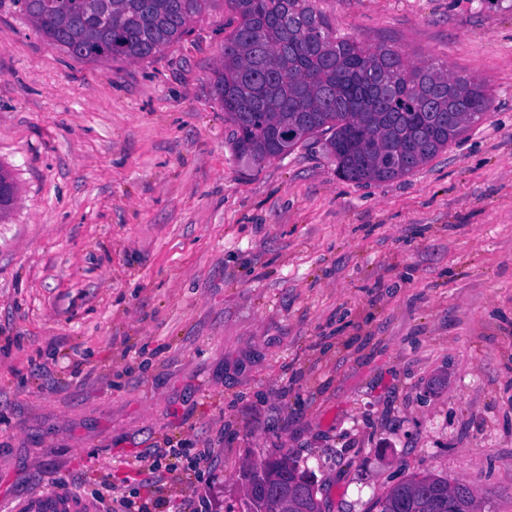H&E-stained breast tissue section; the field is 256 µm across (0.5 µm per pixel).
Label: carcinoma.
<instances>
[{
	"mask_svg": "<svg viewBox=\"0 0 512 512\" xmlns=\"http://www.w3.org/2000/svg\"><path fill=\"white\" fill-rule=\"evenodd\" d=\"M212 0H13L55 45L81 59L141 60L187 32ZM233 30L213 72L236 155L259 164L324 138L342 177L384 182L414 172L458 142L486 113L480 84L435 65H416L389 47L369 49L336 36L315 0H225ZM16 193L0 168V218ZM276 456L258 474L259 492L292 471ZM472 500L448 495V480L414 475L372 503V512H467Z\"/></svg>",
	"mask_w": 512,
	"mask_h": 512,
	"instance_id": "obj_1",
	"label": "carcinoma"
}]
</instances>
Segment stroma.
<instances>
[{
  "label": "stroma",
  "instance_id": "stroma-1",
  "mask_svg": "<svg viewBox=\"0 0 512 512\" xmlns=\"http://www.w3.org/2000/svg\"><path fill=\"white\" fill-rule=\"evenodd\" d=\"M315 5L475 79L487 113L391 181L339 178L316 138L253 165L213 95L223 0L120 62L0 0V512L102 480L152 512H241L243 465L282 452L326 512L414 474L512 512V0Z\"/></svg>",
  "mask_w": 512,
  "mask_h": 512
}]
</instances>
